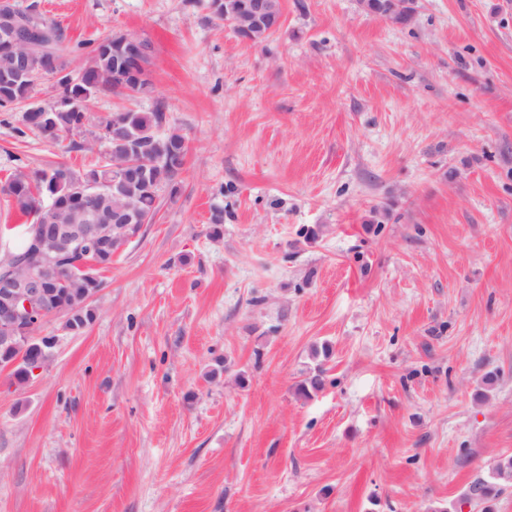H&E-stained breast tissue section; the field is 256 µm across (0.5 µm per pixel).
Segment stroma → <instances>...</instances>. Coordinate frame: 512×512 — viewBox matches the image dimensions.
I'll use <instances>...</instances> for the list:
<instances>
[{
    "mask_svg": "<svg viewBox=\"0 0 512 512\" xmlns=\"http://www.w3.org/2000/svg\"><path fill=\"white\" fill-rule=\"evenodd\" d=\"M18 2L73 70L147 40L135 106L190 151L93 321L47 319L24 382L0 368V512H448L512 455V0H418L403 26L282 0L258 46L209 0ZM122 105L90 102L68 153L0 108V181L103 164Z\"/></svg>",
    "mask_w": 512,
    "mask_h": 512,
    "instance_id": "stroma-1",
    "label": "stroma"
}]
</instances>
